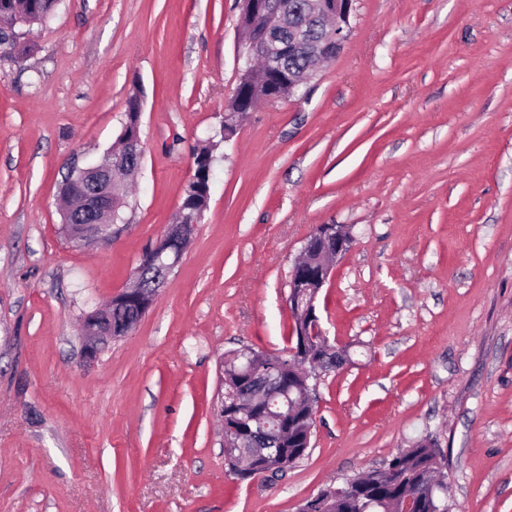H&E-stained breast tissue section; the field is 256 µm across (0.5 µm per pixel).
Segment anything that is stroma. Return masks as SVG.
I'll return each mask as SVG.
<instances>
[{"instance_id": "1", "label": "stroma", "mask_w": 512, "mask_h": 512, "mask_svg": "<svg viewBox=\"0 0 512 512\" xmlns=\"http://www.w3.org/2000/svg\"><path fill=\"white\" fill-rule=\"evenodd\" d=\"M25 39L0 57V512H297L425 435L450 512H512V0H354L336 57L219 147L180 264L91 360L85 314L130 285L220 134L238 3L61 0ZM136 87L124 220L77 244L59 187L115 144ZM321 224L353 230L317 302L352 362L320 382L308 455L242 482L220 363L287 351Z\"/></svg>"}]
</instances>
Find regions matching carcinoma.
<instances>
[{
    "label": "carcinoma",
    "mask_w": 512,
    "mask_h": 512,
    "mask_svg": "<svg viewBox=\"0 0 512 512\" xmlns=\"http://www.w3.org/2000/svg\"><path fill=\"white\" fill-rule=\"evenodd\" d=\"M59 5L58 0H0V54L16 60L26 57L32 47L20 42L16 22L20 14H31L38 24L49 21ZM295 26L310 30L312 39H326L329 31L324 21L315 17L308 8L307 0H288V17L273 32L278 41L288 40V31ZM320 58L309 50L288 55L279 74L283 78L302 75L313 70ZM218 144L211 143L193 150V165L198 169L197 180L184 187L182 203L201 211L208 207L211 180ZM330 259L324 244L314 238L307 240V254L293 267L297 278L313 284L320 266ZM136 287L142 299L129 301L121 297L112 299L104 310H95L87 319H102L112 324V335L123 336L142 318L141 306L152 304L158 284L155 273L145 265L137 267ZM292 334L296 352L275 355L250 351L245 358L235 351L224 359V390L238 393L247 405L231 411L224 409V422H236L237 445L224 449L228 468L243 478L255 471H268L270 476L283 474L308 455L307 431L313 422L314 409L309 406V388L317 384L321 372L318 357L332 358L330 344L318 345L303 341L300 336L305 322L300 315H292ZM269 448L268 458L256 462L251 449ZM390 468L373 470L359 477L349 487L328 486L321 492L317 512H403V502L410 498L417 507L412 512H448V504L441 498L438 486L442 458L430 444L415 443L396 453L390 460Z\"/></svg>",
    "instance_id": "carcinoma-1"
}]
</instances>
